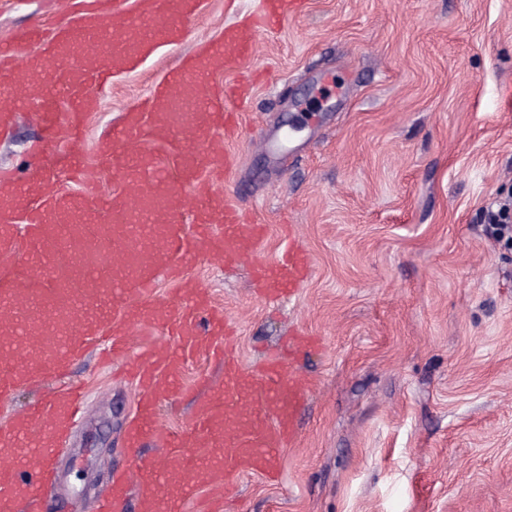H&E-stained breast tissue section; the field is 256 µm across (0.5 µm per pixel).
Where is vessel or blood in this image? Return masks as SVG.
<instances>
[{
    "mask_svg": "<svg viewBox=\"0 0 512 512\" xmlns=\"http://www.w3.org/2000/svg\"><path fill=\"white\" fill-rule=\"evenodd\" d=\"M302 3L264 0L263 11L248 25L227 29L203 53L184 58L154 86L142 108L112 126L103 160L123 172L127 188L104 202L88 182L81 154L64 146L57 130L66 128L70 139H78L87 113L98 106L100 82L135 67L147 51L181 42L199 0H137L132 8L125 0H68V20H38L0 42V136L9 133L17 112L34 102L58 98L68 104L67 112L45 113L47 137L31 148L26 178L0 170V398L24 381L62 382L50 400L0 426V455L11 458L0 466V512H20L19 492L32 502L46 496L55 456L83 403L81 386L65 379L67 368L94 348L120 360L140 391L126 430L138 488L130 490L125 473H116L96 495L94 512H127L133 494L138 512H180V503L167 507L155 495L162 473L140 453L149 441L178 451L223 449L226 482L205 499L203 512H224L225 497L243 475L258 473L278 482L275 459L297 438L311 385L303 377L284 376L277 357L244 368L228 341L223 311L213 306L208 289L183 272L206 250L223 253L228 266L253 260V281L273 305L295 295L310 274L308 252L292 244L276 262L256 261L266 225L242 233V214L216 196L206 179L226 157V141L234 134L232 113L219 105L224 91L205 83L207 71L236 66L261 35L274 34ZM33 45L41 48L39 58L22 62ZM149 142L168 148L166 165L144 152ZM62 173L85 184V191L78 196L58 191L55 182ZM185 186L193 189L187 207L180 195ZM97 203L112 213L108 228L77 220ZM63 268L74 270L84 289L55 287L54 276ZM162 274L178 282L179 305L152 301ZM35 306L45 308L47 317L31 344V366L21 371L14 346L26 335ZM142 322L173 337L177 349H132L126 337ZM201 349L223 360L224 386L180 431L162 432L159 400L181 392L180 368ZM232 404L244 406L241 420L225 418ZM22 468L31 471L24 486L18 480Z\"/></svg>",
    "mask_w": 512,
    "mask_h": 512,
    "instance_id": "1",
    "label": "vessel or blood"
}]
</instances>
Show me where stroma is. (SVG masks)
Here are the masks:
<instances>
[{
    "mask_svg": "<svg viewBox=\"0 0 512 512\" xmlns=\"http://www.w3.org/2000/svg\"><path fill=\"white\" fill-rule=\"evenodd\" d=\"M261 0H202L185 39L143 56L99 90L74 150L109 196L122 172L102 166L101 139L151 85ZM251 80L248 101H227L230 141L219 196L264 224L261 261L287 243L309 253L292 298L266 304L247 267L204 254L189 271L237 329L244 367L299 330L316 348L285 369L315 387L297 446L280 454L281 481L242 476L224 512H512V243L495 238L486 209L512 199V0H308L261 39L254 55L219 69L216 83ZM297 122L282 151L281 139ZM44 131L18 116L0 140V169L24 173ZM88 406L56 462L63 512H87L108 471L127 465L125 429L135 387L97 353L76 357ZM178 405L162 400L160 428L181 430L224 369L199 354L180 372ZM169 470L164 495L192 482L182 512H199L218 468L194 470L153 445Z\"/></svg>",
    "mask_w": 512,
    "mask_h": 512,
    "instance_id": "obj_1",
    "label": "stroma"
}]
</instances>
